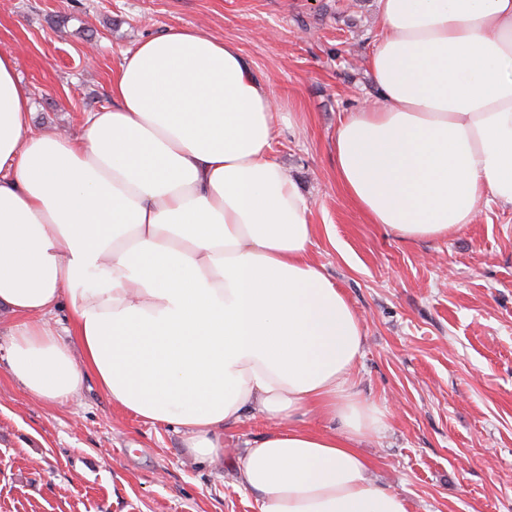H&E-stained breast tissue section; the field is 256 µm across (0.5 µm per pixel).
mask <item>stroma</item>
I'll use <instances>...</instances> for the list:
<instances>
[{
	"label": "stroma",
	"instance_id": "obj_1",
	"mask_svg": "<svg viewBox=\"0 0 512 512\" xmlns=\"http://www.w3.org/2000/svg\"><path fill=\"white\" fill-rule=\"evenodd\" d=\"M175 27L234 41L288 100L274 157L309 201L312 258L363 319L355 387L391 411L360 443L372 480L412 512H512V205L406 241L368 223L336 176L340 119L374 96L376 0H0V50H16L45 134L78 136L110 104L124 52ZM11 322L0 314V512H257L237 465L271 423L225 428L211 462L95 377L65 404L35 401L8 370Z\"/></svg>",
	"mask_w": 512,
	"mask_h": 512
}]
</instances>
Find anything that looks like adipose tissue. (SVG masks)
<instances>
[{"mask_svg": "<svg viewBox=\"0 0 512 512\" xmlns=\"http://www.w3.org/2000/svg\"><path fill=\"white\" fill-rule=\"evenodd\" d=\"M375 101L347 112L336 169L405 240L512 204V0H377ZM79 137L34 133L0 51V311L11 375L63 403L93 373L113 404L219 459L245 414L273 429L238 481L258 512H410L356 443L388 409L351 385L364 327L311 257L315 227L272 155L280 108L232 41L174 28L128 53ZM68 299L66 334L46 321ZM313 412L325 432L298 425Z\"/></svg>", "mask_w": 512, "mask_h": 512, "instance_id": "adipose-tissue-1", "label": "adipose tissue"}]
</instances>
